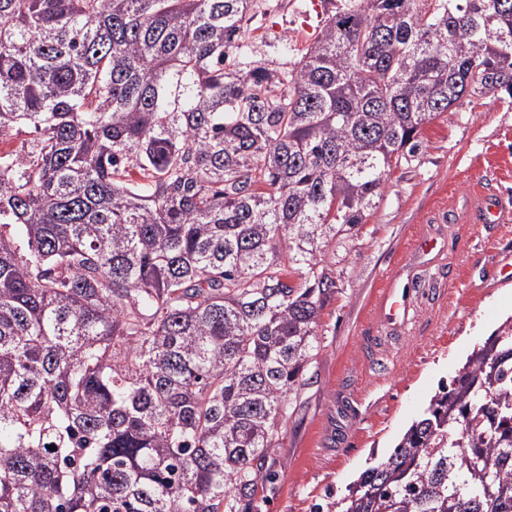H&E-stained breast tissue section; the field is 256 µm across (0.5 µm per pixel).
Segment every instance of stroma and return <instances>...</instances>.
I'll list each match as a JSON object with an SVG mask.
<instances>
[{"mask_svg": "<svg viewBox=\"0 0 512 512\" xmlns=\"http://www.w3.org/2000/svg\"><path fill=\"white\" fill-rule=\"evenodd\" d=\"M248 37L292 49L319 33L312 0H257ZM410 163L390 174L373 214L336 248L337 290L318 321L321 345L300 406L274 453L262 512H328L366 469L386 460L473 348L512 318V223L484 222L481 199L512 214V99L462 98L428 123ZM436 249L421 251L424 240ZM408 297L407 325L376 314L389 281Z\"/></svg>", "mask_w": 512, "mask_h": 512, "instance_id": "obj_1", "label": "stroma"}]
</instances>
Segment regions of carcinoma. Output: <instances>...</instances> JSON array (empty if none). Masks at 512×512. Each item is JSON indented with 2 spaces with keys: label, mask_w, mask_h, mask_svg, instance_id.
Returning a JSON list of instances; mask_svg holds the SVG:
<instances>
[{
  "label": "carcinoma",
  "mask_w": 512,
  "mask_h": 512,
  "mask_svg": "<svg viewBox=\"0 0 512 512\" xmlns=\"http://www.w3.org/2000/svg\"><path fill=\"white\" fill-rule=\"evenodd\" d=\"M256 6L0 0V512H261L329 246L512 98V0H343L273 65ZM336 512H512V321Z\"/></svg>",
  "instance_id": "1"
}]
</instances>
